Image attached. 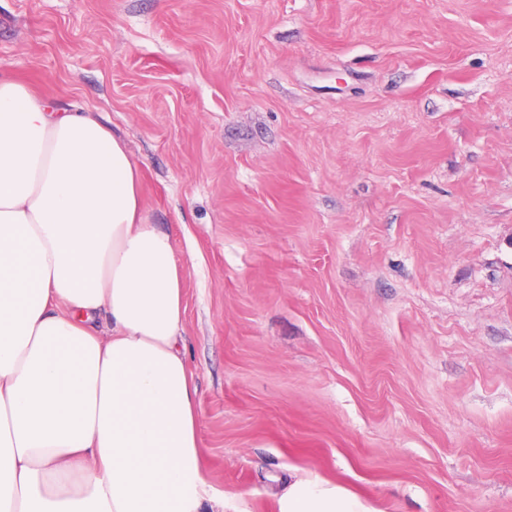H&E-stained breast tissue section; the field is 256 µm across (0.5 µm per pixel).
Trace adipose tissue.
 <instances>
[{
    "instance_id": "adipose-tissue-1",
    "label": "adipose tissue",
    "mask_w": 512,
    "mask_h": 512,
    "mask_svg": "<svg viewBox=\"0 0 512 512\" xmlns=\"http://www.w3.org/2000/svg\"><path fill=\"white\" fill-rule=\"evenodd\" d=\"M185 267L84 108L0 75V512H204ZM280 512H373L298 479Z\"/></svg>"
}]
</instances>
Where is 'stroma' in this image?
Masks as SVG:
<instances>
[{
  "label": "stroma",
  "mask_w": 512,
  "mask_h": 512,
  "mask_svg": "<svg viewBox=\"0 0 512 512\" xmlns=\"http://www.w3.org/2000/svg\"><path fill=\"white\" fill-rule=\"evenodd\" d=\"M0 75L138 165L211 494L512 512V0H0ZM280 512H376L336 485L296 479L280 500Z\"/></svg>",
  "instance_id": "1"
}]
</instances>
